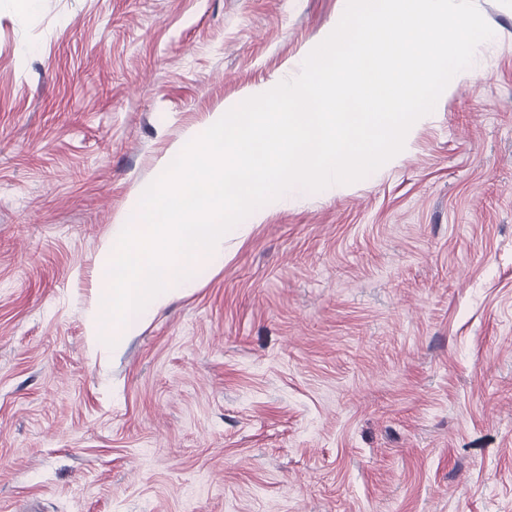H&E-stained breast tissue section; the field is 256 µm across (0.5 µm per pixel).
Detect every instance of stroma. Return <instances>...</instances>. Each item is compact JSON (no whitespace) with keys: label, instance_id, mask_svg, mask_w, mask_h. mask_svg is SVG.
Instances as JSON below:
<instances>
[{"label":"stroma","instance_id":"1","mask_svg":"<svg viewBox=\"0 0 512 512\" xmlns=\"http://www.w3.org/2000/svg\"><path fill=\"white\" fill-rule=\"evenodd\" d=\"M394 163L262 206L90 359L101 245L342 0H0V512H512V0Z\"/></svg>","mask_w":512,"mask_h":512}]
</instances>
